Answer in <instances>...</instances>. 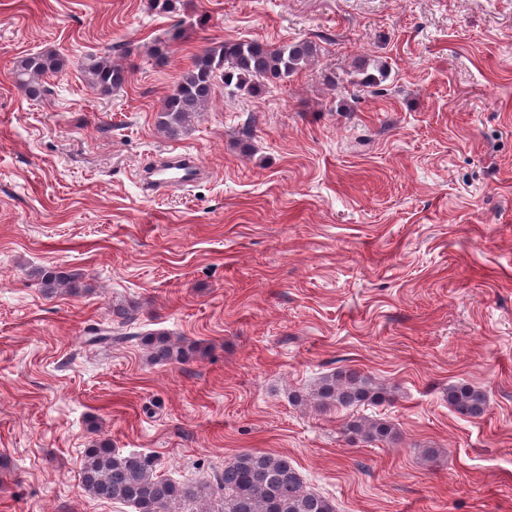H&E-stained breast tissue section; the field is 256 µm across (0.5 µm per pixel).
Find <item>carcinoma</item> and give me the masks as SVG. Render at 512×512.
<instances>
[{
	"label": "carcinoma",
	"mask_w": 512,
	"mask_h": 512,
	"mask_svg": "<svg viewBox=\"0 0 512 512\" xmlns=\"http://www.w3.org/2000/svg\"><path fill=\"white\" fill-rule=\"evenodd\" d=\"M319 55L316 44L302 40L269 45L259 41L225 40L194 55L181 73L156 115V124L170 138L188 133L198 114L210 103L216 81L230 93H257L266 86L309 68ZM65 65L53 51L28 53L16 61L15 82L27 96L38 98L44 79ZM357 83L359 88L378 87L389 77L384 64ZM92 92L107 96L122 86L127 71L106 56H91L82 64ZM48 292L78 293L77 274L65 266L39 271ZM138 306L134 302L113 309L118 323L92 340L112 344L136 342L151 361L185 364L197 349L174 342L165 333L131 331ZM311 397L318 408L355 407L391 401L392 390L358 369H340L321 378ZM448 405L459 415L482 418L488 407L486 393L468 384H451ZM343 433L352 441L394 442L392 425L366 417L348 421ZM83 489L103 501L123 502L135 512H336L334 501L306 488L293 462L284 454L243 451L224 461V469L208 483L181 482L157 474L153 462L136 453L121 455L108 439H99L84 451L81 470Z\"/></svg>",
	"instance_id": "1"
}]
</instances>
